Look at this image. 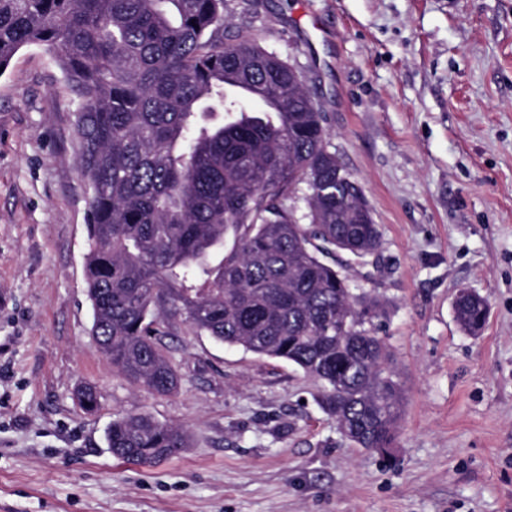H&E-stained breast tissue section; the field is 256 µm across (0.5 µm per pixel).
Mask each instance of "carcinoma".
<instances>
[{"mask_svg": "<svg viewBox=\"0 0 512 512\" xmlns=\"http://www.w3.org/2000/svg\"><path fill=\"white\" fill-rule=\"evenodd\" d=\"M31 45L55 54L79 99L91 336L112 370L174 394L165 339L178 320L295 365L346 440L391 447L404 393L372 330L384 305L344 274L376 251L378 225L295 66L242 34L224 40V0H0V68ZM454 313L476 335L488 305L463 294ZM78 398L99 406L90 385ZM107 440L117 459L152 464L191 434L134 413Z\"/></svg>", "mask_w": 512, "mask_h": 512, "instance_id": "1", "label": "carcinoma"}]
</instances>
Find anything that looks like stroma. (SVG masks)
I'll return each instance as SVG.
<instances>
[{
	"mask_svg": "<svg viewBox=\"0 0 512 512\" xmlns=\"http://www.w3.org/2000/svg\"><path fill=\"white\" fill-rule=\"evenodd\" d=\"M242 33L305 73L380 229L349 275L385 303L392 448L345 441L295 366L180 324L176 395L113 373L90 335L78 98L33 45L0 74V512H512V0H224ZM464 288L489 305L476 338ZM128 413L192 448L119 462L105 432ZM454 313L457 322L465 331L477 335L486 323L488 305L474 293L462 294L455 301Z\"/></svg>",
	"mask_w": 512,
	"mask_h": 512,
	"instance_id": "35a3bbf8",
	"label": "stroma"
}]
</instances>
